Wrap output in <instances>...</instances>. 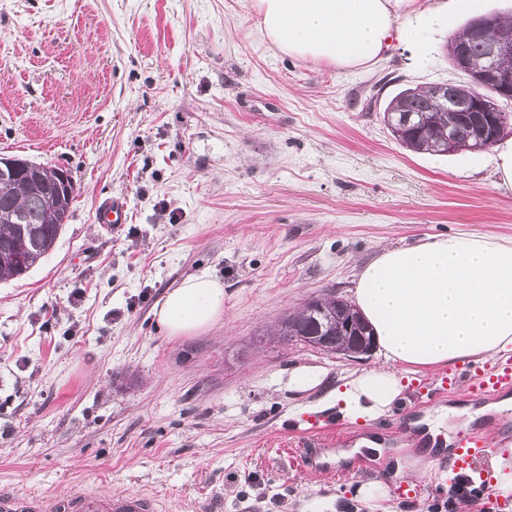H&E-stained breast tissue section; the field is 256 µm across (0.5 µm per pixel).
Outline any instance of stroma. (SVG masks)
<instances>
[{"label":"stroma","instance_id":"stroma-1","mask_svg":"<svg viewBox=\"0 0 512 512\" xmlns=\"http://www.w3.org/2000/svg\"><path fill=\"white\" fill-rule=\"evenodd\" d=\"M446 31L415 54L391 42L367 67L288 57L250 0H0V157L69 169L77 197L54 248L0 282V493L148 490L176 512H512V495L448 494V462L349 477L299 468L302 434L336 425L328 455L375 422L322 408L382 365L258 334L313 296L350 299L358 267L426 236L512 237V188L491 151L413 153L383 109L399 89L460 82ZM122 198L129 222L98 224ZM224 284V315L192 336L154 310L187 277ZM321 386L288 385L297 368ZM416 418L473 403L468 380L437 403L438 367L397 366ZM386 494L361 499V482Z\"/></svg>","mask_w":512,"mask_h":512}]
</instances>
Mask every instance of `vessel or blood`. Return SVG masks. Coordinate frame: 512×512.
Listing matches in <instances>:
<instances>
[{
	"label": "vessel or blood",
	"mask_w": 512,
	"mask_h": 512,
	"mask_svg": "<svg viewBox=\"0 0 512 512\" xmlns=\"http://www.w3.org/2000/svg\"><path fill=\"white\" fill-rule=\"evenodd\" d=\"M98 221L107 228L115 229L127 221V210L123 202L115 200L101 207ZM460 373L455 369L443 370L435 385L428 390L432 400L445 398L456 385ZM473 393L484 400H494L512 393V357L496 365L475 370L469 378ZM308 451L301 457L302 468L307 475L328 477L335 475L334 467L317 461L314 452L329 446L330 433L322 427L307 429ZM499 446L484 440L481 431L471 429L459 433L447 452L451 476L449 492H456L459 481L475 487L479 496L492 498V479L488 461L499 451ZM165 502L156 494L147 491L101 493L88 491L83 484L74 483L55 494L31 493L27 495H0V512H165Z\"/></svg>",
	"instance_id": "obj_1"
}]
</instances>
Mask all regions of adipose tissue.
<instances>
[{"label":"adipose tissue","instance_id":"obj_1","mask_svg":"<svg viewBox=\"0 0 512 512\" xmlns=\"http://www.w3.org/2000/svg\"><path fill=\"white\" fill-rule=\"evenodd\" d=\"M474 0H253L259 26L283 54L340 67L378 61L391 40L426 51L427 28L451 31ZM407 24H398L399 15ZM354 301L385 364L352 374L326 400L342 417L389 415L405 390L396 364L429 367L512 350V238L425 237L385 248L356 276ZM224 314V286L208 273L186 278L155 309L166 335L188 336Z\"/></svg>","mask_w":512,"mask_h":512}]
</instances>
